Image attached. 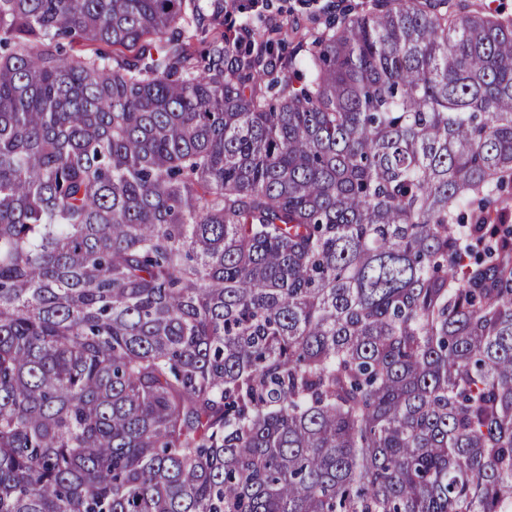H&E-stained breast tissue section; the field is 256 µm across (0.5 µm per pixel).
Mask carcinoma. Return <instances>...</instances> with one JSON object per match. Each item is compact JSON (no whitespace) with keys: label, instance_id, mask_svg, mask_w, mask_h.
I'll list each match as a JSON object with an SVG mask.
<instances>
[{"label":"carcinoma","instance_id":"cac0c4a2","mask_svg":"<svg viewBox=\"0 0 512 512\" xmlns=\"http://www.w3.org/2000/svg\"><path fill=\"white\" fill-rule=\"evenodd\" d=\"M302 42L0 0V512H512V19Z\"/></svg>","mask_w":512,"mask_h":512}]
</instances>
